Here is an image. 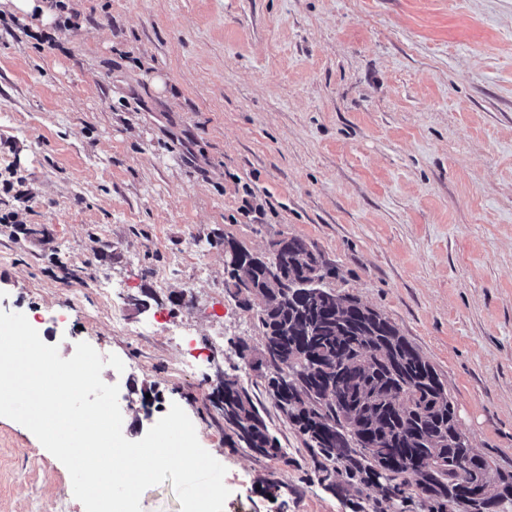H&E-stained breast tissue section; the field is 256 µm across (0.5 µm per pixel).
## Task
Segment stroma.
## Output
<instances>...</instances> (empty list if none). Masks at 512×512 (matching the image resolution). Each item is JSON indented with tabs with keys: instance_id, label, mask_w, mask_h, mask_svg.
Wrapping results in <instances>:
<instances>
[{
	"instance_id": "35a3bbf8",
	"label": "stroma",
	"mask_w": 512,
	"mask_h": 512,
	"mask_svg": "<svg viewBox=\"0 0 512 512\" xmlns=\"http://www.w3.org/2000/svg\"><path fill=\"white\" fill-rule=\"evenodd\" d=\"M65 3L63 31L0 18V170L23 179L0 191V310L62 358L85 341L122 359L128 440L179 404L227 469L224 512H373L374 485L324 489L236 351L263 337L224 287L225 241L299 237L335 267L328 289L418 347L474 452L512 475V0ZM98 279L117 291L94 297ZM217 361L282 456L226 444ZM0 512H85L5 417Z\"/></svg>"
}]
</instances>
